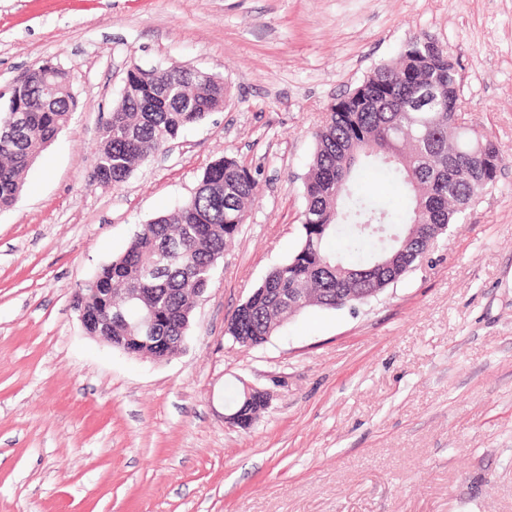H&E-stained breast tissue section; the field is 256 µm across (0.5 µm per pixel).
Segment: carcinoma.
<instances>
[{"instance_id": "cac0c4a2", "label": "carcinoma", "mask_w": 512, "mask_h": 512, "mask_svg": "<svg viewBox=\"0 0 512 512\" xmlns=\"http://www.w3.org/2000/svg\"><path fill=\"white\" fill-rule=\"evenodd\" d=\"M428 40L414 38L325 113L304 181L299 246L228 320L232 342L261 346L310 306L366 303L364 289L404 279L497 182L498 149L456 124L459 72L450 52L435 51ZM433 76L442 92L425 111H414L419 80ZM179 81L180 73L169 68L138 66L129 73L100 130L90 180L125 181L186 127L224 108V86L203 78L184 85L188 102L170 99L166 89ZM20 102L29 112L15 128L8 118ZM76 108L69 71L51 61L30 71L14 98L0 101L1 211L16 203L23 174ZM368 167L402 195L401 209L363 190ZM254 189V177L236 160L215 161L186 200L140 225L124 252L79 286L73 308L93 307L94 289L110 288L112 335L166 336L175 347L183 344L197 299L247 221ZM228 403L254 421L257 406L246 401L245 390Z\"/></svg>"}]
</instances>
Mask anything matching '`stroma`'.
<instances>
[{"label": "stroma", "mask_w": 512, "mask_h": 512, "mask_svg": "<svg viewBox=\"0 0 512 512\" xmlns=\"http://www.w3.org/2000/svg\"><path fill=\"white\" fill-rule=\"evenodd\" d=\"M424 34L499 149L496 185L379 298L232 343L300 243L327 105ZM45 60L79 109L0 212V512H512V0H0V86ZM173 64L223 80V110L92 184L127 70ZM223 156L257 199L181 349L88 336L74 290ZM245 384L271 395L247 430L224 422Z\"/></svg>", "instance_id": "stroma-1"}]
</instances>
